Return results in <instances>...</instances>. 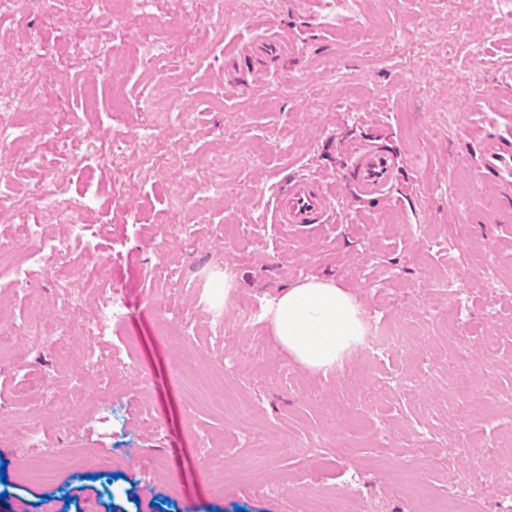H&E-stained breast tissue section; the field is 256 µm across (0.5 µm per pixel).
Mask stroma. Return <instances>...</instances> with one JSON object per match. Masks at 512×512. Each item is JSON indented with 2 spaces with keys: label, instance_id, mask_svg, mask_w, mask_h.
<instances>
[{
  "label": "stroma",
  "instance_id": "1",
  "mask_svg": "<svg viewBox=\"0 0 512 512\" xmlns=\"http://www.w3.org/2000/svg\"><path fill=\"white\" fill-rule=\"evenodd\" d=\"M278 37L292 54L254 56L252 38L267 24L264 0H228L223 12L200 5L192 16L171 0L174 45L164 70L129 61L124 95L160 90L144 111L111 121L110 87L101 81L111 50L128 38L111 17L90 27L46 15L18 0L0 22V95L20 92L29 55L24 29L48 31L41 59L57 102L68 111L60 136L98 143L121 136L125 152L101 162L88 244L45 256L43 275L14 283L0 268V325L16 340L0 351V512H419L402 484L416 472L432 496L448 492V466L498 470L497 439L512 431V294L495 282L512 274V193L479 180L475 152L484 135L512 130V11L497 0H277ZM378 28L394 36L399 61L372 62L355 38ZM102 52L87 56L89 40ZM193 42L187 63L176 44ZM288 76L281 85L279 76ZM191 122L170 129L168 99L184 84ZM375 140L396 150L404 168L391 197L360 204L343 182L350 145ZM224 162V187L205 191L208 161ZM318 178L337 195L336 221L302 233L269 223L271 192L291 175ZM210 221L191 237L169 226L195 208ZM461 264L462 295L437 288ZM175 266L180 288L153 276ZM231 267L235 308H260L306 277H336L357 297L371 333L415 316L424 326L414 356L371 362L356 352L337 372L304 370L273 344L265 325L237 326L204 297L211 272ZM101 270L125 317L101 335L74 336L69 360L30 337L29 294L39 297V332L51 334L63 312L94 319L98 297L81 290ZM70 283L65 308L57 276ZM466 297L471 344L465 369L452 358L446 314ZM192 319L200 351L175 384L171 366L183 348L165 334L161 306ZM496 343L486 355L481 341ZM88 348L124 354L123 373L102 388L77 392V359ZM410 376L405 392L387 378ZM41 378L64 421L49 423L19 393L23 376ZM108 403L114 435L98 429ZM39 429L41 447L18 440ZM473 447L455 453L457 434ZM212 435L214 446L196 440ZM351 447L342 457L313 448L318 438Z\"/></svg>",
  "mask_w": 512,
  "mask_h": 512
}]
</instances>
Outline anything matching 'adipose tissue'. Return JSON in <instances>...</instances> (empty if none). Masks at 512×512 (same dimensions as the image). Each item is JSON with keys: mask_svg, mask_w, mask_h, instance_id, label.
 I'll list each match as a JSON object with an SVG mask.
<instances>
[{"mask_svg": "<svg viewBox=\"0 0 512 512\" xmlns=\"http://www.w3.org/2000/svg\"><path fill=\"white\" fill-rule=\"evenodd\" d=\"M260 320L279 350L323 375L335 371L366 334L357 298L332 278L297 281L265 303Z\"/></svg>", "mask_w": 512, "mask_h": 512, "instance_id": "ef3b65f1", "label": "adipose tissue"}]
</instances>
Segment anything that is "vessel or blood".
Instances as JSON below:
<instances>
[{"instance_id": "1", "label": "vessel or blood", "mask_w": 512, "mask_h": 512, "mask_svg": "<svg viewBox=\"0 0 512 512\" xmlns=\"http://www.w3.org/2000/svg\"><path fill=\"white\" fill-rule=\"evenodd\" d=\"M401 163L392 150L375 144L355 146L349 153L344 181L350 192L368 201L388 199ZM481 180H492L512 188V136L483 137L476 158ZM335 218L332 197L314 178L290 177L272 191L271 221L295 228L329 224Z\"/></svg>"}]
</instances>
